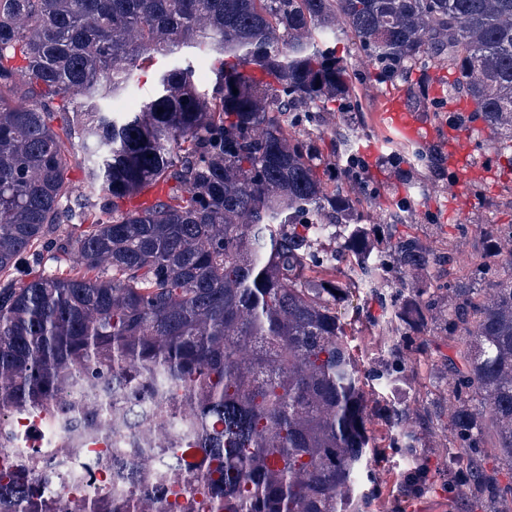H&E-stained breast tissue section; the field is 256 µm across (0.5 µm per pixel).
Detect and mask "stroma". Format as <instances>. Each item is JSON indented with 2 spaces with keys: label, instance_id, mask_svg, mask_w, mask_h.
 Returning a JSON list of instances; mask_svg holds the SVG:
<instances>
[{
  "label": "stroma",
  "instance_id": "35a3bbf8",
  "mask_svg": "<svg viewBox=\"0 0 512 512\" xmlns=\"http://www.w3.org/2000/svg\"><path fill=\"white\" fill-rule=\"evenodd\" d=\"M336 54L344 59L351 81L361 102L357 110L341 111L336 122L349 136L348 145L336 148L337 162H344L346 153L364 156L369 164L363 208V222L377 239L381 249H389L403 235L419 237L435 253L447 254L450 262L443 267H430L429 287L451 288L458 279L476 288H487L498 280L512 276V266L503 256L487 258L483 255L484 242L495 236L499 227L512 224V171L507 176H486L465 183L458 196L445 193L444 182H431L420 178L417 169L425 154L424 149L401 146L392 129L382 122L380 112L383 97L389 91L409 92L419 77H426L431 87H438L447 79V70L427 60H419L407 76L383 78L370 74L365 58L352 36L341 37ZM399 153V166L388 164L391 153ZM402 204L404 223L388 224L384 215L390 204ZM58 240L56 234H47L40 243L23 254L15 275L28 280L41 274L62 275L66 266L56 264ZM338 311L346 330L360 356L363 371L378 367L381 357L364 349V337L373 317L381 312L365 292H352ZM462 330L451 327L447 313H439L430 330L421 334L410 333L401 341L403 351L410 358L408 371L411 384L404 402L409 410V422L418 424L429 408L444 407L448 393L444 385H429L425 378L431 366L442 365L445 358L455 352V336ZM368 428L375 447L369 452L372 469L382 477V484L364 483L363 488L373 502L375 512H454L455 491L449 490L444 470L449 459L456 457L457 444L447 428L417 431L426 446L427 478L417 493L408 501L389 500L385 484L405 483L408 467L393 444L396 436L384 428L381 410L385 400L381 394L368 391Z\"/></svg>",
  "mask_w": 512,
  "mask_h": 512
}]
</instances>
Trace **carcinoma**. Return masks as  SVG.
Wrapping results in <instances>:
<instances>
[{"label": "carcinoma", "mask_w": 512, "mask_h": 512, "mask_svg": "<svg viewBox=\"0 0 512 512\" xmlns=\"http://www.w3.org/2000/svg\"><path fill=\"white\" fill-rule=\"evenodd\" d=\"M342 35L386 76L422 54L448 65V101L512 135V0H0V512H69L46 475L75 448L22 453L13 425L92 420L106 389L116 444L130 404L152 409L134 458L103 450L125 494L82 512H372L365 382L337 311L347 286L339 254L316 255L342 233L367 294L384 296L390 265L403 275L371 343L389 355L375 377L404 457L424 463L404 430L399 341L446 302L464 334L429 372L453 397L429 421L460 442L456 512H512L486 465H512V278L434 292L425 271L441 257L419 238L390 255L364 239L307 135L331 131L336 154V100L354 95ZM185 49L210 57L208 88L176 61L151 98L103 105ZM75 167L88 193L73 199ZM424 176L443 179L439 154ZM60 224L68 273L16 281Z\"/></svg>", "instance_id": "1"}]
</instances>
